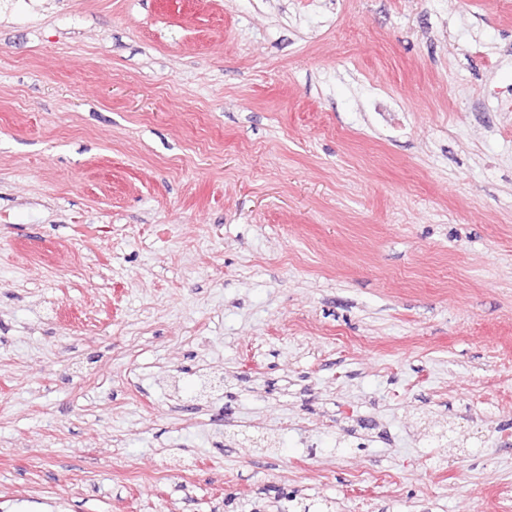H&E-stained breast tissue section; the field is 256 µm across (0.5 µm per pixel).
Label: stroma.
Masks as SVG:
<instances>
[{"mask_svg":"<svg viewBox=\"0 0 512 512\" xmlns=\"http://www.w3.org/2000/svg\"><path fill=\"white\" fill-rule=\"evenodd\" d=\"M493 86L512 0H0V512H512ZM395 111L394 105L388 100L378 98L373 102V112L384 127L401 129L404 126L403 118Z\"/></svg>","mask_w":512,"mask_h":512,"instance_id":"1","label":"stroma"}]
</instances>
